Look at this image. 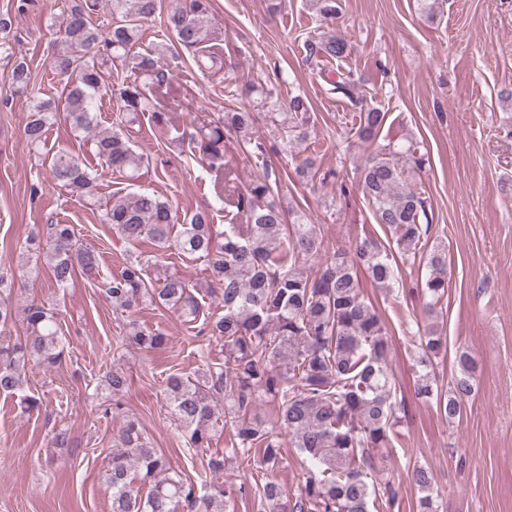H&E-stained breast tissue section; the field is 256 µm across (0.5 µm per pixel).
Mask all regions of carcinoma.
Wrapping results in <instances>:
<instances>
[{"mask_svg":"<svg viewBox=\"0 0 512 512\" xmlns=\"http://www.w3.org/2000/svg\"><path fill=\"white\" fill-rule=\"evenodd\" d=\"M108 6L112 24L103 33L95 26L100 7ZM159 0H78L62 22L65 50L53 56L51 68L62 83L57 100L30 101L23 133L33 148L44 146L49 128L62 116L77 134H93L99 166L130 181L140 177L147 159L130 142L127 127L150 111L164 132L179 130L173 115L155 110L156 97L173 90L172 75L162 60L177 50L192 54L197 69L216 75L224 70V55L209 42L211 0H188L167 11L169 42L137 50L143 23L155 15ZM0 15V50L10 61L15 91L32 89L26 58L10 52L2 34L11 28ZM346 42L331 32L307 44L308 57H342ZM130 71L128 79L112 81L116 64ZM329 91L360 106L354 134L372 141L385 124L386 113L363 105L359 83L351 75L326 77ZM103 94L110 95L118 112V128L94 131L93 108ZM265 112L245 108L200 122L191 145L216 176H226L225 134L240 137L247 153H263L250 130L259 116L280 126L290 143L308 137L310 104L301 94L288 100V111L272 92H264ZM51 180L67 192L97 207L100 221L112 225L129 244L150 240L161 250H173L204 260L208 285L217 301L215 313L203 312L195 287L175 273L149 280L150 260L131 258L121 271L103 282L112 307L130 312L140 305L172 309L187 322L203 319L208 339L223 342L222 357L200 355L191 376L168 375L164 401L186 433L185 447L208 448L219 422L231 427L232 452L246 461L238 492L249 488L264 512H397L399 487L378 467V451L387 448L394 429L405 420V406L396 399L390 374L386 322L361 290L358 272L387 288L398 281L399 263L419 260L427 273L421 286L408 294L423 298L427 324L407 337L417 348L415 395L435 404L446 420L459 418L473 391L478 363L461 348L455 356V375L440 383L433 363L446 350V337L436 324L448 291V248L430 242L427 198L404 187L425 164L414 145L387 144L368 159L358 188L376 223L390 232L383 243L365 238L349 250L336 249L322 257L324 240L316 225L299 209L285 211L271 200L273 171L245 189L230 188V179L214 182L217 198L236 209L244 223L226 224L219 231L198 213L172 234L174 216L168 201L148 192H128L103 200L97 195L98 170L70 152L44 153ZM32 271L48 268L57 287L65 288L77 275H100L98 253L78 244L71 224H47L41 234L26 240ZM12 276L0 271V326L15 319L25 325L24 336L0 343V395H14L27 411L42 406L41 397L25 393L29 366L55 369L64 353L57 311L38 300L14 307L10 300ZM122 340L144 351L165 347L167 335L131 319ZM105 388L117 396L126 391L122 371L105 376ZM272 402L277 414L266 420L258 405ZM103 415L122 416L118 450L112 452L105 481L112 491L111 512H216L229 502L219 474L224 457L207 460L209 481L195 487L173 468L170 459L150 447L137 418L122 413L116 402ZM305 456L298 494L292 498L273 479H257L256 469L272 470L282 460L284 439ZM412 483L421 491L417 512H437L433 474L416 467Z\"/></svg>","mask_w":512,"mask_h":512,"instance_id":"carcinoma-1","label":"carcinoma"}]
</instances>
